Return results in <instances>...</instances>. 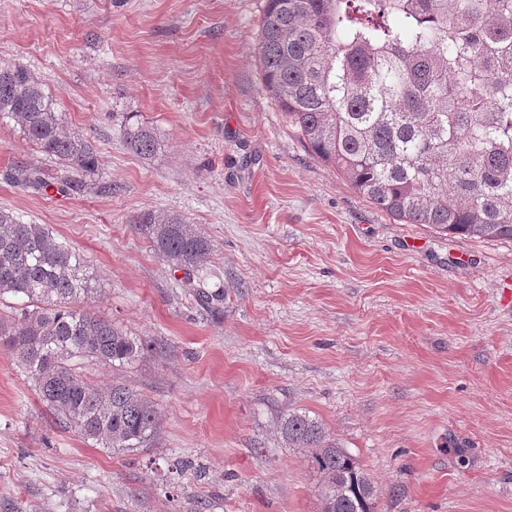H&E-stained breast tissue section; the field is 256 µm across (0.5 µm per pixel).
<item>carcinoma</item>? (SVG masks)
Listing matches in <instances>:
<instances>
[{
    "label": "carcinoma",
    "mask_w": 512,
    "mask_h": 512,
    "mask_svg": "<svg viewBox=\"0 0 512 512\" xmlns=\"http://www.w3.org/2000/svg\"><path fill=\"white\" fill-rule=\"evenodd\" d=\"M257 51L265 90L309 148L353 188L405 224L450 237L512 241V0H266ZM81 177L97 153L24 66L0 68V120ZM128 150L151 159L166 134L126 117ZM133 224L154 253L191 271L211 241L175 213L145 210ZM84 256L46 224L0 210V298L27 299L0 319V345L58 424L102 448H137L161 412L124 384L102 392L80 361L135 362L144 343L91 314L98 290ZM324 476L322 512H376L377 490L323 424L277 422Z\"/></svg>",
    "instance_id": "carcinoma-1"
}]
</instances>
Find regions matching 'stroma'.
<instances>
[{"mask_svg":"<svg viewBox=\"0 0 512 512\" xmlns=\"http://www.w3.org/2000/svg\"><path fill=\"white\" fill-rule=\"evenodd\" d=\"M265 2L0 0V67L30 70L98 157L75 189L0 120V208L84 255L90 311L149 349L83 371L162 416L146 446L93 445L0 346V512H321L309 451L276 432L295 411L357 460L377 512H512V242L401 223L316 157L262 85ZM129 112L163 152L129 153ZM143 210L196 224L208 264L155 256Z\"/></svg>","mask_w":512,"mask_h":512,"instance_id":"obj_1","label":"stroma"}]
</instances>
